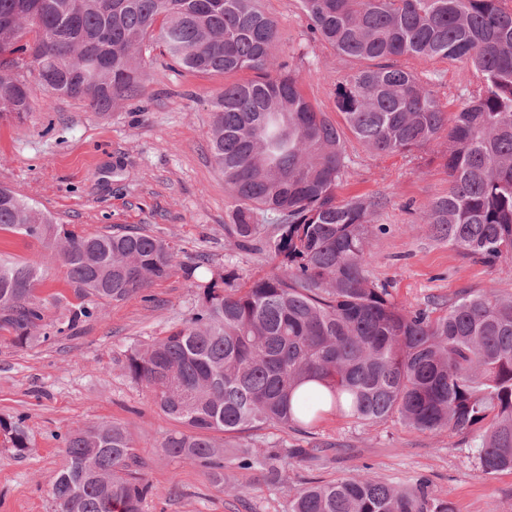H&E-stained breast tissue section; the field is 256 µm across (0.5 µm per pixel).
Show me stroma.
<instances>
[{
    "instance_id": "stroma-1",
    "label": "stroma",
    "mask_w": 512,
    "mask_h": 512,
    "mask_svg": "<svg viewBox=\"0 0 512 512\" xmlns=\"http://www.w3.org/2000/svg\"><path fill=\"white\" fill-rule=\"evenodd\" d=\"M258 5L279 27L274 59L295 71L317 110L340 121L336 86L350 63L310 35L298 0ZM144 60L135 95L104 117L29 80L32 112L21 122L0 121V186L86 233L137 226L170 242L182 262L234 267L244 283L269 273L265 256L236 249L224 235L233 201L208 147L213 99L225 84L251 79V72L170 69L156 50ZM404 64L429 81L451 113L481 87L480 74L466 63L416 56ZM447 143L443 136L421 153L376 155L347 137L350 162L338 190L343 198L382 200L372 217L371 276L389 283L398 303L437 315L442 302L465 292L512 293V255L493 267L471 262L435 240L421 220L448 192L439 159ZM194 299V288L177 273L146 295L102 306L74 332L61 331L54 307L43 335L29 344L16 345L12 332L0 330V417H23L28 436L21 455L0 439V512H57L50 482L65 463L67 434L112 422L129 426L156 490L146 512H286L289 494L311 478L365 473L402 488L426 485L454 512H512V472L491 477L478 465L479 427L462 438L397 420L366 429L327 414L311 438L273 427L246 433L259 457L269 448L329 442L318 460L286 459L283 483L275 488L264 484L259 469H240L230 457L227 490L201 468L167 457L161 444L178 423L120 364L131 346L181 321Z\"/></svg>"
}]
</instances>
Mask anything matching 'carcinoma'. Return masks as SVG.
<instances>
[{
	"label": "carcinoma",
	"instance_id": "carcinoma-1",
	"mask_svg": "<svg viewBox=\"0 0 512 512\" xmlns=\"http://www.w3.org/2000/svg\"><path fill=\"white\" fill-rule=\"evenodd\" d=\"M310 33L359 63L336 88L333 123L299 78L270 53L277 23L257 0H0V118L32 111L26 76L101 115L133 96L152 45L199 73H256L224 85L209 146L233 199L224 234L276 261L249 286L235 269L179 261L142 229L94 235L61 224L0 186V231L40 246V260L0 261V328L37 338L46 269H59L78 303L62 296L73 329L107 303L143 293L174 272L196 288L188 316L132 348L120 369L180 426L162 452L224 479V453L252 466L240 434L265 425L309 434L326 414L372 426L389 418L422 432L468 435L483 473L512 472V293H464L433 317L398 304L370 276L378 199H340L349 156L344 130L377 154L420 150L447 133L448 194L423 213L434 238L493 264L512 255V10L503 0H299ZM418 56L466 62L479 92L448 118L420 77L399 63ZM224 438H219V435ZM0 435L28 448L22 421ZM51 494L58 512H145L154 487L130 430L77 428ZM282 456L261 461L282 483ZM288 512H451L424 487L401 489L369 474L314 479Z\"/></svg>",
	"mask_w": 512,
	"mask_h": 512
}]
</instances>
